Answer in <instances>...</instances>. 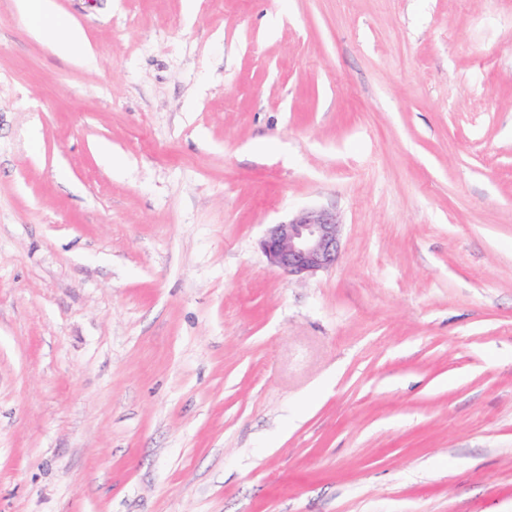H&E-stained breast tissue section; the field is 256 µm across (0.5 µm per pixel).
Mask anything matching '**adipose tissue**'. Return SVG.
<instances>
[{"label":"adipose tissue","instance_id":"ef3b65f1","mask_svg":"<svg viewBox=\"0 0 512 512\" xmlns=\"http://www.w3.org/2000/svg\"><path fill=\"white\" fill-rule=\"evenodd\" d=\"M16 7L27 19L31 33L56 54L78 55L86 65H94V55L84 47L82 30L57 11L54 0H16Z\"/></svg>","mask_w":512,"mask_h":512}]
</instances>
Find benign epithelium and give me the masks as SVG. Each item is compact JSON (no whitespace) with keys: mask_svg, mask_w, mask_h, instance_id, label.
Segmentation results:
<instances>
[{"mask_svg":"<svg viewBox=\"0 0 512 512\" xmlns=\"http://www.w3.org/2000/svg\"><path fill=\"white\" fill-rule=\"evenodd\" d=\"M339 226L335 212L305 207L288 220L269 225L260 247L270 264L282 272L311 276L336 265L340 255Z\"/></svg>","mask_w":512,"mask_h":512,"instance_id":"7a95c632","label":"benign epithelium"}]
</instances>
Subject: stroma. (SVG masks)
<instances>
[{
    "label": "stroma",
    "instance_id": "1",
    "mask_svg": "<svg viewBox=\"0 0 512 512\" xmlns=\"http://www.w3.org/2000/svg\"><path fill=\"white\" fill-rule=\"evenodd\" d=\"M55 3L97 66L0 0V512H512V0ZM340 224L331 210L301 208L288 221L269 225L260 247L270 264L288 276H311L336 265Z\"/></svg>",
    "mask_w": 512,
    "mask_h": 512
}]
</instances>
